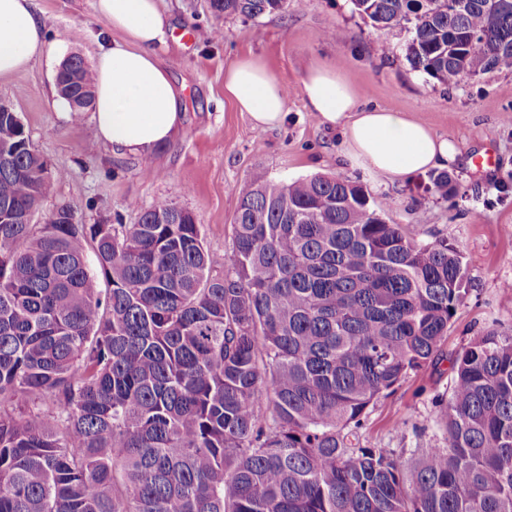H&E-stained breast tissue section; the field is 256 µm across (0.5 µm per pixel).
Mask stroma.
Returning a JSON list of instances; mask_svg holds the SVG:
<instances>
[{"mask_svg": "<svg viewBox=\"0 0 512 512\" xmlns=\"http://www.w3.org/2000/svg\"><path fill=\"white\" fill-rule=\"evenodd\" d=\"M94 0H37L48 39L70 54L94 60L103 22ZM174 37L160 50L189 97L177 141L150 161L119 157L96 143L92 112L81 118L56 112L58 66L40 58L22 72L0 77V101L13 105L36 150L65 171L33 221L46 223L62 205L78 223L133 224L139 210L165 199L194 213L205 244L223 270L232 249L236 187L259 176L274 183L322 174L361 183L374 200H389L387 222L410 225L422 242L445 239L464 256L471 290L448 330L454 352L491 323L512 329V73L490 70L451 87L411 69L408 29L376 30L352 0H290L286 12L256 20L214 14L207 0H163ZM343 31L327 37L329 28ZM262 59L287 92L288 116L275 129L255 127L248 113L224 98V73L240 57ZM313 61L336 64L369 104L407 113L456 140L452 169L459 193L443 198L429 174L399 182L345 167L339 140L308 112L301 77ZM492 166L478 168L477 158ZM151 172H144V165ZM447 376L424 370L370 408L363 441L374 448H438L441 431L430 419V399Z\"/></svg>", "mask_w": 512, "mask_h": 512, "instance_id": "obj_1", "label": "stroma"}]
</instances>
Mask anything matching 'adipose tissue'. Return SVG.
Listing matches in <instances>:
<instances>
[{
  "label": "adipose tissue",
  "mask_w": 512,
  "mask_h": 512,
  "mask_svg": "<svg viewBox=\"0 0 512 512\" xmlns=\"http://www.w3.org/2000/svg\"><path fill=\"white\" fill-rule=\"evenodd\" d=\"M107 31L97 38L93 118L98 142L118 156L147 158L175 142L184 122V101L158 49L170 29L159 0H95ZM34 0H0V77L55 57ZM308 111L337 133L349 167L392 181L457 165V144L402 112L366 102L335 67L311 63L301 78ZM224 95L256 127L282 125L287 96L261 59H240L224 75Z\"/></svg>",
  "instance_id": "ef3b65f1"
}]
</instances>
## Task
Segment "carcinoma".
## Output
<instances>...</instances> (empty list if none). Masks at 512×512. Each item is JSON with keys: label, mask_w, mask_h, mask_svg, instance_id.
<instances>
[{"label": "carcinoma", "mask_w": 512, "mask_h": 512, "mask_svg": "<svg viewBox=\"0 0 512 512\" xmlns=\"http://www.w3.org/2000/svg\"><path fill=\"white\" fill-rule=\"evenodd\" d=\"M408 26L448 86L512 72V0H352ZM289 0H210L258 19ZM76 114L91 65L56 82ZM0 512H512V332L445 350L462 254L315 174L237 189L227 271L167 200L135 224L32 223L64 173L0 112ZM103 278L108 288L96 286ZM445 446L371 448L370 407L425 369Z\"/></svg>", "instance_id": "obj_1"}]
</instances>
